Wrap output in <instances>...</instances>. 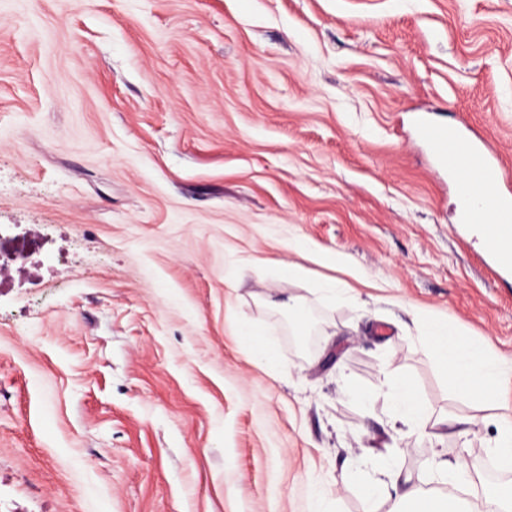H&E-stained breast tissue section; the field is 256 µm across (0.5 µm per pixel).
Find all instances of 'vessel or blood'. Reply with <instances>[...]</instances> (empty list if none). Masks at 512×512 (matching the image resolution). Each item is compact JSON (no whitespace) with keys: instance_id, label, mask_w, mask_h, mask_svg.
I'll use <instances>...</instances> for the list:
<instances>
[{"instance_id":"vessel-or-blood-1","label":"vessel or blood","mask_w":512,"mask_h":512,"mask_svg":"<svg viewBox=\"0 0 512 512\" xmlns=\"http://www.w3.org/2000/svg\"><path fill=\"white\" fill-rule=\"evenodd\" d=\"M422 134L436 147L440 156L455 152L469 170L479 176L480 185L487 194L485 208L512 215V194L500 188L505 176L501 166L494 160L490 146L478 144L459 134L449 135L443 126L432 123L423 124ZM485 208L465 209L460 221L478 225L483 253L490 260L494 273H512V225H487Z\"/></svg>"}]
</instances>
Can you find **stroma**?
Segmentation results:
<instances>
[{"instance_id":"obj_1","label":"stroma","mask_w":512,"mask_h":512,"mask_svg":"<svg viewBox=\"0 0 512 512\" xmlns=\"http://www.w3.org/2000/svg\"><path fill=\"white\" fill-rule=\"evenodd\" d=\"M422 113L512 176V0H0V512H362L386 463L512 492V374L458 396L419 335L512 361V277ZM460 456L479 481L440 478ZM401 420L415 432L422 433L428 416L415 398L411 386L405 381H398L389 392ZM500 467L512 471V418L504 416L499 421V436L493 447Z\"/></svg>"}]
</instances>
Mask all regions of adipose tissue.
Here are the masks:
<instances>
[{"instance_id":"obj_1","label":"adipose tissue","mask_w":512,"mask_h":512,"mask_svg":"<svg viewBox=\"0 0 512 512\" xmlns=\"http://www.w3.org/2000/svg\"><path fill=\"white\" fill-rule=\"evenodd\" d=\"M420 338L442 365L455 392L464 396L479 394L484 400H491V393H480L478 383L501 375L504 367L486 357L483 344L427 316L420 319ZM399 478V473L393 472L388 480L366 483L362 488L363 512H460L455 502L440 500L412 486L390 494L389 484L398 483Z\"/></svg>"}]
</instances>
